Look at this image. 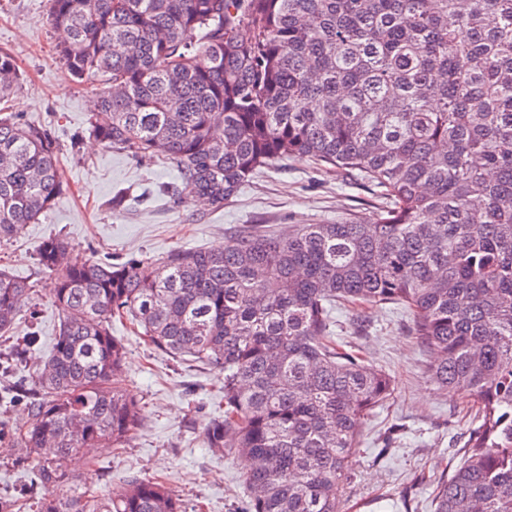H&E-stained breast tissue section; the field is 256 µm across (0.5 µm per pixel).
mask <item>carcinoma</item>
Listing matches in <instances>:
<instances>
[{"label":"carcinoma","mask_w":512,"mask_h":512,"mask_svg":"<svg viewBox=\"0 0 512 512\" xmlns=\"http://www.w3.org/2000/svg\"><path fill=\"white\" fill-rule=\"evenodd\" d=\"M105 146L175 167L170 197L224 206L256 172L305 156L377 188L373 221L248 224L224 247L160 262L84 257L45 239L61 314L8 429L44 490L38 512H182L164 483L71 487L83 449L126 445L118 316L148 344L224 374L206 447L245 459L244 512H338L361 426L394 383L333 333L336 305L407 309L430 380L473 399L433 512H512V0H49ZM20 82L0 51V101ZM65 192L47 126L0 113V244ZM31 285L0 270V335ZM1 366L0 402L15 400Z\"/></svg>","instance_id":"obj_1"}]
</instances>
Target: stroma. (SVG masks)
I'll return each instance as SVG.
<instances>
[{"instance_id":"stroma-1","label":"stroma","mask_w":512,"mask_h":512,"mask_svg":"<svg viewBox=\"0 0 512 512\" xmlns=\"http://www.w3.org/2000/svg\"><path fill=\"white\" fill-rule=\"evenodd\" d=\"M64 39L51 26L48 0H0V50L13 54L22 84L0 110L19 112L50 127L55 135L66 192L0 246V268L29 281L34 290L20 303L13 334L0 336V353L36 334L38 344L11 374L30 391L35 368L49 353L59 313L46 288L48 274L37 250L48 237L66 238L82 254L140 255L152 260L176 248H213L242 224H263L288 233L303 224H333L373 216L375 189L363 180L326 171L305 158H289L261 170L223 208L174 204L162 189L177 180L159 161H139L100 145L87 114L102 84L73 80L57 54ZM136 204L114 209L117 190ZM362 336L351 329V314L336 313L341 340L360 345L366 359L394 381L392 400L362 427L352 476L340 483V512H432V485L412 484L419 468L440 475L467 426L469 398L438 390L425 374L429 349L413 336L401 310L371 308ZM112 333L126 348L124 377L141 406V429L125 448H94L89 465L74 473L75 487L111 488L127 475L165 479L184 512H241L249 493L241 485L244 466L234 456L205 448L204 430L224 413L217 370L176 361L143 342L128 322ZM41 489L33 464L17 448L0 451V499L13 512H37Z\"/></svg>"}]
</instances>
